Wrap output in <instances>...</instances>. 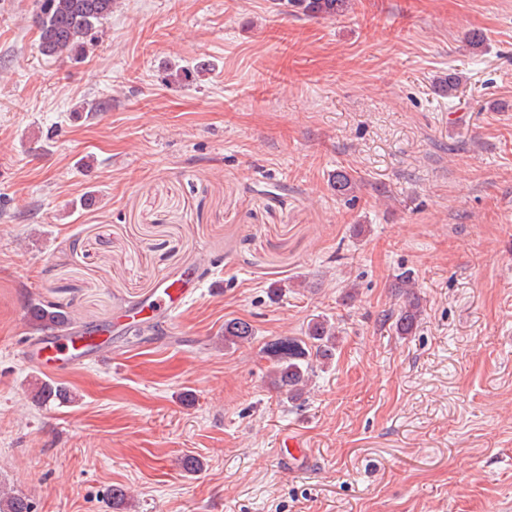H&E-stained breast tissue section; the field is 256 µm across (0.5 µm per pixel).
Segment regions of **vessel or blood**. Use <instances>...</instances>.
<instances>
[{
  "instance_id": "obj_1",
  "label": "vessel or blood",
  "mask_w": 512,
  "mask_h": 512,
  "mask_svg": "<svg viewBox=\"0 0 512 512\" xmlns=\"http://www.w3.org/2000/svg\"><path fill=\"white\" fill-rule=\"evenodd\" d=\"M202 282L199 270L184 269L174 278L160 281L138 305L123 311L119 321L127 331L133 332L143 322L167 317L192 297ZM111 351L112 346L103 331L90 327L79 334L46 333L28 344L23 357L29 363L60 372L79 364L85 356L99 358Z\"/></svg>"
}]
</instances>
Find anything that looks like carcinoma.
Segmentation results:
<instances>
[{"instance_id": "cac0c4a2", "label": "carcinoma", "mask_w": 512, "mask_h": 512, "mask_svg": "<svg viewBox=\"0 0 512 512\" xmlns=\"http://www.w3.org/2000/svg\"><path fill=\"white\" fill-rule=\"evenodd\" d=\"M303 15L311 18H341L352 8V0H288ZM116 0H41L35 18L40 52L59 60H70L82 55L89 41L95 38L102 21L112 15ZM461 76L448 73L439 81V90L450 97L456 96ZM336 194L349 196L355 192L356 181L345 170H338L332 177ZM395 288L402 303L391 314L392 326L399 336L412 335L421 320L423 306L415 282L410 274L396 276ZM25 314L32 329L63 331L71 325L68 312L53 303L28 300ZM337 328L322 318L311 321L305 336L281 339L269 346L268 354L273 363L268 370L269 384L288 401L302 398L316 368L334 360L337 349ZM253 336L252 326L244 321L224 323V346L244 343ZM39 400L66 402L71 394L66 387L43 382L37 387ZM33 503L22 493L0 489V512H32Z\"/></svg>"}]
</instances>
